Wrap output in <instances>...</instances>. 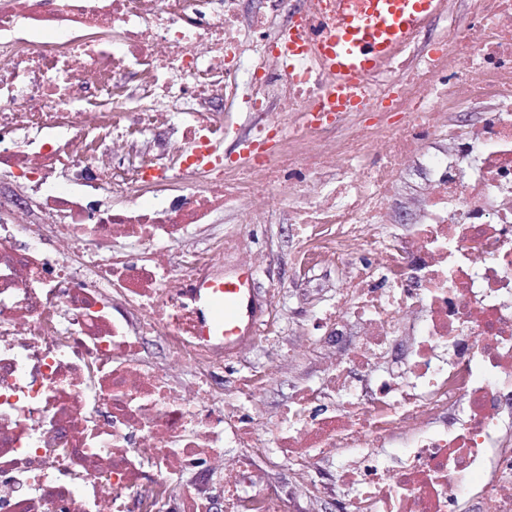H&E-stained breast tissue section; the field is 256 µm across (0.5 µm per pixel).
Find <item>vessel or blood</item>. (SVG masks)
<instances>
[{"instance_id":"vessel-or-blood-1","label":"vessel or blood","mask_w":512,"mask_h":512,"mask_svg":"<svg viewBox=\"0 0 512 512\" xmlns=\"http://www.w3.org/2000/svg\"><path fill=\"white\" fill-rule=\"evenodd\" d=\"M441 0H364L360 13L340 16L335 28L316 27L301 35L299 46H313L333 77L331 97L337 107L349 105L353 88L375 75L405 47L412 32L440 7ZM253 274L243 269L214 289L207 314L209 326L224 335V347L237 349L246 340L242 317H256L261 305L251 288Z\"/></svg>"}]
</instances>
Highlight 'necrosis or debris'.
I'll return each instance as SVG.
<instances>
[{
  "instance_id": "necrosis-or-debris-1",
  "label": "necrosis or debris",
  "mask_w": 512,
  "mask_h": 512,
  "mask_svg": "<svg viewBox=\"0 0 512 512\" xmlns=\"http://www.w3.org/2000/svg\"><path fill=\"white\" fill-rule=\"evenodd\" d=\"M287 3L0 0V178L24 192L0 194V512H129L160 488L163 512H211L193 470L223 474L226 512H286L268 474L284 463L307 512L332 494L344 512H512V0H480L454 44L344 112L315 54L285 51L336 0ZM276 102L290 114L267 119ZM474 102L480 123L451 121ZM242 112L261 121L231 158ZM412 162L429 176L392 232ZM273 194L301 264L344 286L321 311L340 342L321 347L328 383L270 440L245 409L259 378L231 397L212 384L224 340L203 334L199 294L225 254L264 256L239 230L168 247L227 209L271 217ZM144 336L186 379L145 359Z\"/></svg>"
}]
</instances>
